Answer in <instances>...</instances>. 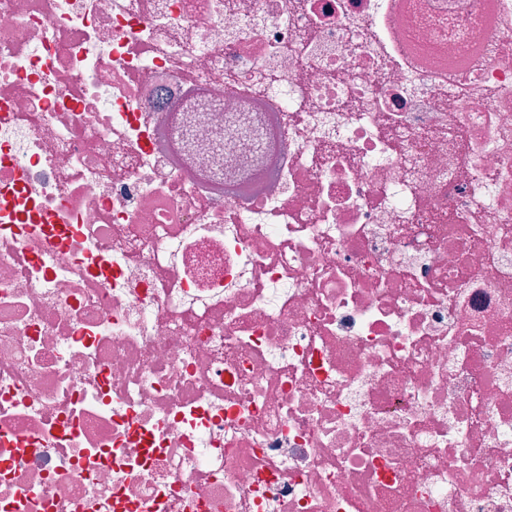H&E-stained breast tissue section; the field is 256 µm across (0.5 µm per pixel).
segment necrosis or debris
<instances>
[{"label": "necrosis or debris", "instance_id": "obj_1", "mask_svg": "<svg viewBox=\"0 0 512 512\" xmlns=\"http://www.w3.org/2000/svg\"><path fill=\"white\" fill-rule=\"evenodd\" d=\"M0 512H512V0H0Z\"/></svg>", "mask_w": 512, "mask_h": 512}]
</instances>
